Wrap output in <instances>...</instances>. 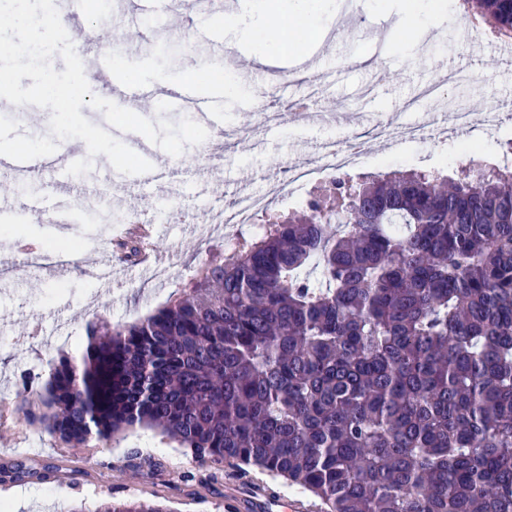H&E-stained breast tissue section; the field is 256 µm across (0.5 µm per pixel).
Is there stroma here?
<instances>
[{
    "label": "stroma",
    "mask_w": 512,
    "mask_h": 512,
    "mask_svg": "<svg viewBox=\"0 0 512 512\" xmlns=\"http://www.w3.org/2000/svg\"><path fill=\"white\" fill-rule=\"evenodd\" d=\"M96 3L87 0L79 11L72 0L56 5L88 71L94 48L80 32L90 26ZM224 3L210 0L197 11L182 0L183 22L177 26L163 18L142 26L134 0H112L109 12L121 39L134 41L131 48L114 52L126 80L143 74L148 83L161 86L179 76L192 93L220 104V112L204 126L207 143L221 146V157H207L199 145L186 146L175 157L161 195L144 197L123 188L124 174L101 176L98 157L89 173L63 183L44 169L0 170V183L8 185L0 190V254L16 259L0 274V394L15 398L25 378L44 375L60 352L81 356L87 320L132 321L184 288L229 236L252 235L251 225L222 223L228 202L244 191L264 194L293 165L319 164L333 142H360L362 163L351 172L355 178L390 171L454 178L461 173V159L492 167L512 142V72L491 48L478 51L459 41L448 20L421 31L413 44L395 35L401 0H319L314 29L286 42L272 64L256 66L218 28ZM361 56L366 59L362 65L357 62ZM312 59L319 74L314 97L298 79ZM216 71L240 77L242 89L227 93L200 87L201 76ZM432 84L438 87L434 98H422V90ZM265 91L272 94L275 116L257 130L250 107ZM438 99L447 101L448 110L424 140L396 133L389 144L377 143L378 125L395 118L417 123ZM483 102L500 107L497 127L462 131L454 126V111L475 110ZM206 180L212 187L203 195L198 187ZM61 193L75 200L99 197L103 204L72 212L62 224L38 221L29 200ZM130 218L154 227L151 265L120 259L115 251L113 242L124 237ZM52 246L70 248L66 270L43 260ZM103 254L111 266L107 291L101 290L98 273ZM145 458L153 459L155 468L142 466ZM17 465L26 475L0 485V512H69L80 501L92 510L104 498L155 500L170 512H225L231 490L240 483L231 463L216 471L199 465L150 429L135 430L106 448L95 443L71 448L14 413L0 421V467ZM213 471L218 483L201 488L200 480ZM187 472L194 481H183ZM249 481L280 498L279 512H321L319 500L284 480L254 470Z\"/></svg>",
    "instance_id": "stroma-1"
}]
</instances>
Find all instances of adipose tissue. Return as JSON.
<instances>
[{
	"mask_svg": "<svg viewBox=\"0 0 512 512\" xmlns=\"http://www.w3.org/2000/svg\"><path fill=\"white\" fill-rule=\"evenodd\" d=\"M288 0H243L239 10L227 16L225 29L231 30L236 36L237 44L252 40L257 29L258 20H271L276 17L288 18V26L282 27V34L296 38L312 26L314 0H302L298 10L288 11ZM404 13L400 21L398 35L400 38L411 39L417 29L433 26L439 18L450 14V0H406L402 8Z\"/></svg>",
	"mask_w": 512,
	"mask_h": 512,
	"instance_id": "adipose-tissue-1",
	"label": "adipose tissue"
}]
</instances>
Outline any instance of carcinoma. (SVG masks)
<instances>
[{
    "mask_svg": "<svg viewBox=\"0 0 512 512\" xmlns=\"http://www.w3.org/2000/svg\"><path fill=\"white\" fill-rule=\"evenodd\" d=\"M464 3L512 35V0ZM332 188L145 318L88 321L16 412L72 448L156 430L323 512H512V171Z\"/></svg>",
    "mask_w": 512,
    "mask_h": 512,
    "instance_id": "obj_1",
    "label": "carcinoma"
}]
</instances>
